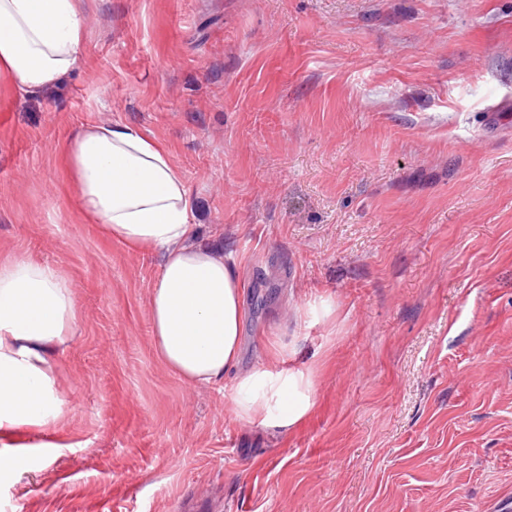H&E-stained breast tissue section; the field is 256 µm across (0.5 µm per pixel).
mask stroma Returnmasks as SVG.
<instances>
[{
  "label": "stroma",
  "instance_id": "1",
  "mask_svg": "<svg viewBox=\"0 0 512 512\" xmlns=\"http://www.w3.org/2000/svg\"><path fill=\"white\" fill-rule=\"evenodd\" d=\"M74 71L0 77V257L69 280L67 414L0 437V512H500L512 502V0H83ZM87 124L163 143L244 280L237 369L174 376L161 255L79 211ZM326 299L335 317L308 315ZM279 343L302 424L227 405Z\"/></svg>",
  "mask_w": 512,
  "mask_h": 512
}]
</instances>
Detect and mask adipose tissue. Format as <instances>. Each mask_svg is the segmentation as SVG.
Returning <instances> with one entry per match:
<instances>
[{"label": "adipose tissue", "mask_w": 512, "mask_h": 512, "mask_svg": "<svg viewBox=\"0 0 512 512\" xmlns=\"http://www.w3.org/2000/svg\"><path fill=\"white\" fill-rule=\"evenodd\" d=\"M84 38L79 0H0V72L35 93L75 67ZM79 207L108 238L161 253L149 305L153 344L174 375L211 383L238 365L245 284L221 250L199 241L188 189L169 150L130 125H89L66 156ZM71 286L47 264L0 259V433L47 429L65 416L53 354L72 339ZM271 344L261 368L240 375L235 417L271 429L302 422L317 400L312 371L286 367Z\"/></svg>", "instance_id": "obj_1"}]
</instances>
